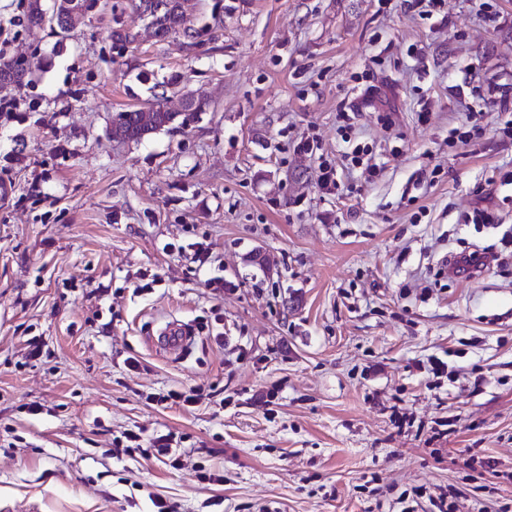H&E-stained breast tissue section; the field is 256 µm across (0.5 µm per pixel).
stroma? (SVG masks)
<instances>
[{
    "label": "stroma",
    "mask_w": 512,
    "mask_h": 512,
    "mask_svg": "<svg viewBox=\"0 0 512 512\" xmlns=\"http://www.w3.org/2000/svg\"><path fill=\"white\" fill-rule=\"evenodd\" d=\"M27 5L0 0L31 69L0 92V512H512V0H198L197 48L129 0L65 38ZM174 77L210 92L199 121L114 141ZM482 207L500 227L460 223ZM483 250L477 274L443 265ZM172 320L186 352L154 343ZM131 431L182 437L180 466Z\"/></svg>",
    "instance_id": "stroma-1"
}]
</instances>
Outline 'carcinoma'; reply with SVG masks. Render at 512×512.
Listing matches in <instances>:
<instances>
[{"mask_svg":"<svg viewBox=\"0 0 512 512\" xmlns=\"http://www.w3.org/2000/svg\"><path fill=\"white\" fill-rule=\"evenodd\" d=\"M131 6L141 17L154 18L153 34L159 40L179 35L196 47L200 44V30L180 23L179 12L194 11L195 0H130ZM95 0H53L52 9L43 7L42 0H30L27 22L31 26H53V18L64 21L58 26L61 33L67 35L74 31L82 16L93 8ZM28 70L23 61L0 65V88L22 83ZM186 99L177 112H172L160 100L146 107L121 112L112 121V139L125 143H139L152 135L178 123L187 126L197 120L210 105L209 93L198 88L181 92Z\"/></svg>","mask_w":512,"mask_h":512,"instance_id":"cac0c4a2","label":"carcinoma"}]
</instances>
